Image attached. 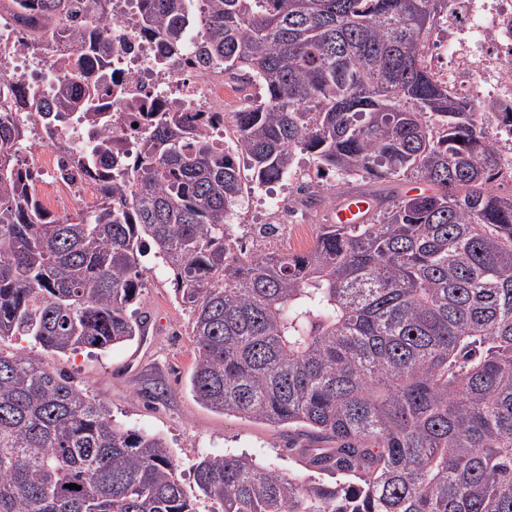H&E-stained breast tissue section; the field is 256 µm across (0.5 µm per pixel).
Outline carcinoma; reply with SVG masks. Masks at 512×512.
I'll return each instance as SVG.
<instances>
[{
  "label": "carcinoma",
  "instance_id": "cac0c4a2",
  "mask_svg": "<svg viewBox=\"0 0 512 512\" xmlns=\"http://www.w3.org/2000/svg\"><path fill=\"white\" fill-rule=\"evenodd\" d=\"M141 2L145 31L181 43L186 0ZM451 2L204 0L201 54L264 94L224 113L222 145L160 113L131 168L99 106L108 33L100 67L69 64L50 98L0 66V340L65 354L134 339L151 254L192 309L195 400L332 442L294 449L306 480L234 453L201 458L187 485L163 436L0 350V512H512V196L491 186L501 156L484 129L512 135V107L479 112L432 72ZM15 3L27 49L85 24L59 26L68 0ZM62 112L83 113L93 143L57 177L115 168L98 208L57 218L21 133ZM299 151L320 173H411L431 192L377 195L366 222L321 224L302 252L244 249V190L286 180Z\"/></svg>",
  "mask_w": 512,
  "mask_h": 512
}]
</instances>
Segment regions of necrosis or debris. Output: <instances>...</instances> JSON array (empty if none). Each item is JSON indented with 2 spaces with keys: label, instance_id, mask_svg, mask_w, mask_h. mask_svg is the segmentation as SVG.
I'll list each match as a JSON object with an SVG mask.
<instances>
[{
  "label": "necrosis or debris",
  "instance_id": "obj_1",
  "mask_svg": "<svg viewBox=\"0 0 512 512\" xmlns=\"http://www.w3.org/2000/svg\"><path fill=\"white\" fill-rule=\"evenodd\" d=\"M97 23L109 28L118 47L117 84L100 92L118 127L114 154L130 161L143 153L142 128L153 122L156 110L167 108L184 113L211 140L223 141L224 115L238 107L224 92L223 62H195L194 42L170 48L162 36H145L140 0H112ZM448 49L456 73L490 85L493 100H512V0H464L448 17ZM87 138L88 126L76 112L68 115L64 137L39 135L29 165L44 177L48 206L59 203L53 177L60 142L74 147Z\"/></svg>",
  "mask_w": 512,
  "mask_h": 512
}]
</instances>
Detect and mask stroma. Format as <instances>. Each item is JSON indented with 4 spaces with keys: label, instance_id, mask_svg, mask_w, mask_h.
Returning a JSON list of instances; mask_svg holds the SVG:
<instances>
[{
    "label": "stroma",
    "instance_id": "stroma-1",
    "mask_svg": "<svg viewBox=\"0 0 512 512\" xmlns=\"http://www.w3.org/2000/svg\"><path fill=\"white\" fill-rule=\"evenodd\" d=\"M297 160L286 183L245 196L234 226L239 236L249 237L253 225L274 223L269 206L272 199H295L299 178L312 168L306 153H299ZM321 189L323 203L298 210L311 238L319 225L331 222L343 196L368 191L369 185L359 179L346 183L331 176L323 180ZM138 308L145 323L144 336L104 352L59 354L17 337L0 341V349L64 373L107 404L124 426L162 435L180 463L184 481L192 479V464L204 456L224 453L246 452L271 467L302 474L293 451L318 447L312 434L225 415L195 401L188 386L195 360L191 313L176 299L167 272L159 269L151 274Z\"/></svg>",
    "mask_w": 512,
    "mask_h": 512
}]
</instances>
